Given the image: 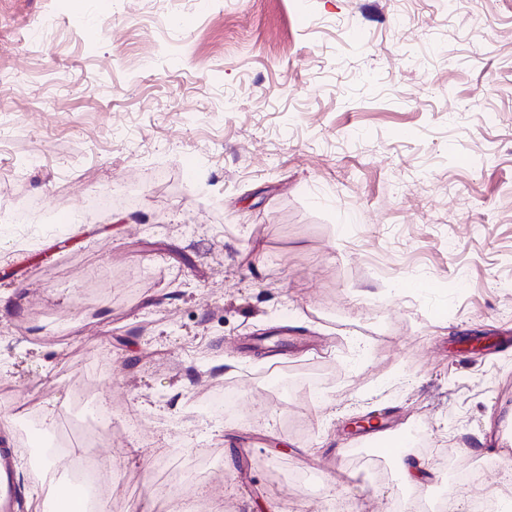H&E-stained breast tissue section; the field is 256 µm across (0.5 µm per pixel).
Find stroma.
<instances>
[{"label": "stroma", "mask_w": 512, "mask_h": 512, "mask_svg": "<svg viewBox=\"0 0 512 512\" xmlns=\"http://www.w3.org/2000/svg\"><path fill=\"white\" fill-rule=\"evenodd\" d=\"M0 207L21 512L58 508L31 450L81 385L110 512L402 499L347 452L363 419L420 430L453 512L443 452L512 483V0H0ZM79 265L133 277L91 296ZM167 453L210 482L159 486Z\"/></svg>", "instance_id": "stroma-1"}]
</instances>
